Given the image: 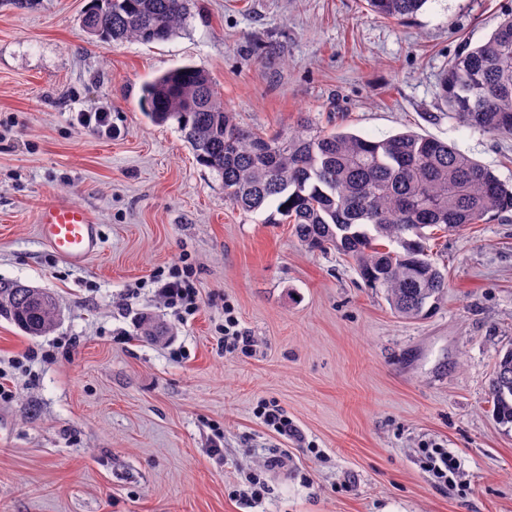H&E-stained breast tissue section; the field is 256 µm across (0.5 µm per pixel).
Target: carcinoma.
Instances as JSON below:
<instances>
[{
    "label": "carcinoma",
    "mask_w": 512,
    "mask_h": 512,
    "mask_svg": "<svg viewBox=\"0 0 512 512\" xmlns=\"http://www.w3.org/2000/svg\"><path fill=\"white\" fill-rule=\"evenodd\" d=\"M190 0H90L80 30L105 43H159L183 28ZM427 0H366L374 14L403 20ZM440 99L463 126L512 134V12L491 36L464 45L439 80ZM141 111L173 123L198 163L224 182L245 213L274 207L269 224H290L311 251L351 258L365 285L385 294L403 318L428 315L448 288L424 229L447 231L512 210V185L434 138L400 133L373 140L336 128L267 134L242 127L224 108L207 73L184 66L145 84ZM59 300L42 288L0 278V316L29 336L51 332ZM139 335L160 341L157 316L137 320ZM489 395L499 423L512 425V347L496 363Z\"/></svg>",
    "instance_id": "1"
}]
</instances>
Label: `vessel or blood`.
Here are the masks:
<instances>
[{
    "instance_id": "1",
    "label": "vessel or blood",
    "mask_w": 512,
    "mask_h": 512,
    "mask_svg": "<svg viewBox=\"0 0 512 512\" xmlns=\"http://www.w3.org/2000/svg\"><path fill=\"white\" fill-rule=\"evenodd\" d=\"M38 223L46 244L70 262L82 263L102 247L99 228L82 207L48 202L38 213Z\"/></svg>"
}]
</instances>
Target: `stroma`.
<instances>
[{
    "mask_svg": "<svg viewBox=\"0 0 512 512\" xmlns=\"http://www.w3.org/2000/svg\"><path fill=\"white\" fill-rule=\"evenodd\" d=\"M87 3L0 5V278L61 306L43 336L0 317L15 391L0 401V512H512V426L488 398L512 347V211L439 239L447 294L402 319L346 257L233 207L175 126L139 110L145 83L191 64L243 126L411 130L512 183V135L471 130L438 98L449 61L512 0H427L399 21L362 0H192L184 29L150 44L88 40ZM52 199L99 224L102 248L84 263L41 239ZM183 260L200 290L186 320L155 283ZM228 303L251 356L224 349ZM141 313L171 336L145 341ZM263 400L299 438L264 427ZM431 446L458 458L455 485L423 469ZM276 448L285 466L265 471L263 502L235 497Z\"/></svg>",
    "mask_w": 512,
    "mask_h": 512,
    "instance_id": "1",
    "label": "stroma"
}]
</instances>
